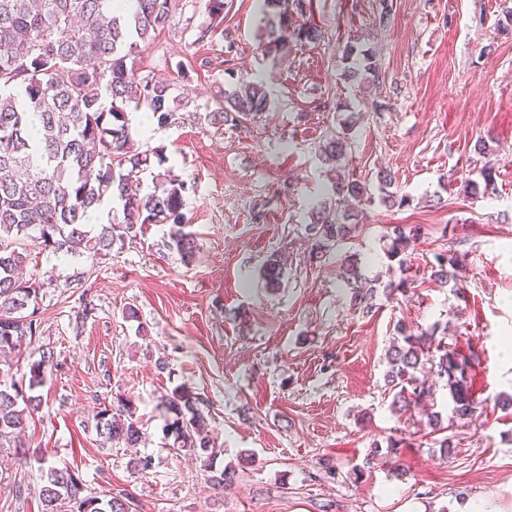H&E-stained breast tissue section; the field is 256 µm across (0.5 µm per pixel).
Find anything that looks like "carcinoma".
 <instances>
[{
  "label": "carcinoma",
  "instance_id": "1",
  "mask_svg": "<svg viewBox=\"0 0 512 512\" xmlns=\"http://www.w3.org/2000/svg\"><path fill=\"white\" fill-rule=\"evenodd\" d=\"M261 38L266 54L276 57L288 44H315L322 30L300 23L293 14L306 10L305 0H262ZM173 22V0H128L123 11L113 0H0V367L10 371L12 357L38 336L36 318L43 283L24 280L19 271L27 261L26 243L71 256L99 260L115 245L141 240L153 225H169L162 246L189 264L196 259V234L183 223L185 182L168 168L153 173L154 191L140 194L130 181L152 170L151 157L163 165L160 150L140 152L132 143L127 109L148 108L158 123L174 116L176 101L169 84L136 68L135 53L149 46ZM343 78L356 92L383 90L376 53L358 40L344 48ZM271 100L258 77H239L224 91L223 103L207 113L217 128L251 122L269 111ZM355 122L341 119L336 134L320 145L322 160L331 166L329 200L312 208L305 233L311 241L309 259H320L350 238L362 220V209L340 204L375 201L401 207L409 198L389 191L390 173H378L377 193L341 172L351 150ZM480 181L468 183L478 195L494 185L496 171L484 165ZM106 203L118 205L121 217L108 224H91L89 213ZM421 237V228H392L390 254L399 267L410 269L408 253ZM434 281L442 286L456 279L458 257L451 252L434 255ZM282 260L275 257L262 271L267 287L280 286ZM351 308L369 314L376 308L378 287L367 280L357 258L349 260L342 276ZM398 336L387 350L385 386L393 391L391 407L400 412L417 400L431 397V385L418 376L430 361L429 371L445 382L460 421L471 419L477 400L465 372L471 357L448 347L445 338L426 330L418 334L397 325ZM54 365V352L43 349L28 363V371L8 386L0 385V446L22 448L18 441L28 416ZM162 433L169 447L188 449L214 470L222 453L206 428V400L182 384L160 403ZM95 430L106 443L135 448L141 440L136 407L129 399L117 408L96 415ZM41 472L42 512H132L124 492L102 498L83 495L74 471L36 459Z\"/></svg>",
  "mask_w": 512,
  "mask_h": 512
}]
</instances>
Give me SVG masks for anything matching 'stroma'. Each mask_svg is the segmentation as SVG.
Segmentation results:
<instances>
[{
	"instance_id": "35a3bbf8",
	"label": "stroma",
	"mask_w": 512,
	"mask_h": 512,
	"mask_svg": "<svg viewBox=\"0 0 512 512\" xmlns=\"http://www.w3.org/2000/svg\"><path fill=\"white\" fill-rule=\"evenodd\" d=\"M175 4L174 26L136 63L167 79L182 106L146 134L144 110L129 117L135 146L163 148L188 185L185 221L200 253L184 263L162 247L156 225L96 261L28 245L26 271L44 286L40 334L23 357L47 348L55 365L24 448L0 450V512H41L36 456L78 472L85 496L125 491L137 512H456L473 500L512 512V409L499 402L512 394V36L496 32L502 0H393L385 28L373 24L377 0H312L306 17L324 41L276 59L256 35L255 0H225L217 24L206 0ZM353 36L375 49L390 108L375 110L374 94L345 86L342 54ZM254 74L269 112L244 128L212 127L206 114L233 76ZM340 102L364 115L349 174L373 185L391 172L393 192L410 203L368 206L351 237L312 262L302 221L329 184L318 147ZM485 137L486 158L474 151ZM488 162L493 200L466 190ZM398 224L423 227L410 287L378 296L369 315L354 313L344 259L360 258L368 278L398 279L388 239ZM441 250L459 255L461 292L431 276ZM272 254L287 259L275 295L258 276ZM131 306L139 321L125 319ZM399 322L436 329L473 354L471 420L454 418L439 382L427 407L392 412L384 373ZM181 383L207 401L222 448L216 465L237 466L230 487L213 488L192 452L163 444L158 405ZM120 395L136 406L135 448L103 444L95 431L97 411ZM432 412L453 438L450 456L429 434ZM398 438L404 446L391 450ZM141 458L149 469L135 468Z\"/></svg>"
}]
</instances>
